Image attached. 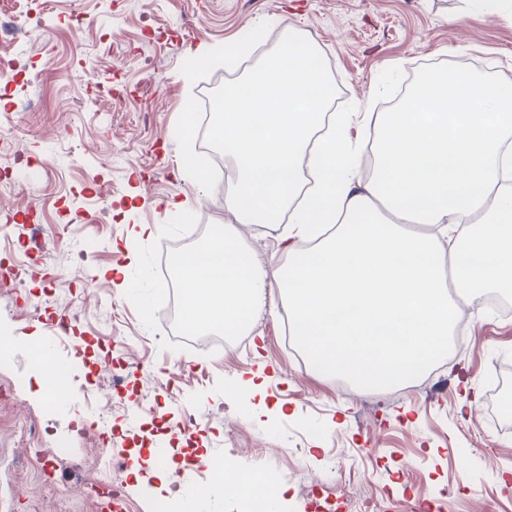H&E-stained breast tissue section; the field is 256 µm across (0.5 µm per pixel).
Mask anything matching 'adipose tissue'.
<instances>
[{
  "label": "adipose tissue",
  "mask_w": 512,
  "mask_h": 512,
  "mask_svg": "<svg viewBox=\"0 0 512 512\" xmlns=\"http://www.w3.org/2000/svg\"><path fill=\"white\" fill-rule=\"evenodd\" d=\"M224 86L231 164L219 241L176 258L192 319L288 303L289 333L321 372L402 385L444 357L469 301L512 295V91L468 70L426 73L391 112L328 113V73L297 26ZM277 231L262 265L236 231Z\"/></svg>",
  "instance_id": "adipose-tissue-1"
}]
</instances>
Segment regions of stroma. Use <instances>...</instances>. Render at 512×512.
Masks as SVG:
<instances>
[{
  "instance_id": "35a3bbf8",
  "label": "stroma",
  "mask_w": 512,
  "mask_h": 512,
  "mask_svg": "<svg viewBox=\"0 0 512 512\" xmlns=\"http://www.w3.org/2000/svg\"><path fill=\"white\" fill-rule=\"evenodd\" d=\"M305 32L327 64L336 111H379L420 59L466 61L512 83V7L488 17L471 0H0V263L22 283L0 284V512H98L100 441L108 421L110 476L123 512H160L165 494L137 447L192 442L215 458L258 459L287 486V512H512V314L464 312L461 346L398 388L354 389L287 349L280 312L264 314L244 347L212 352L164 314L161 247L188 246V223H223L218 182L177 176L198 155L190 105L224 86L223 61L193 63L195 46L245 43L243 77L280 15ZM195 200L191 217L167 210ZM135 224L158 233L124 248ZM71 363L57 403L28 352ZM270 370L267 415L229 402L225 386ZM163 371L158 383L141 368ZM123 375L122 406L111 403ZM173 488L190 512H239L211 470L187 467Z\"/></svg>"
}]
</instances>
